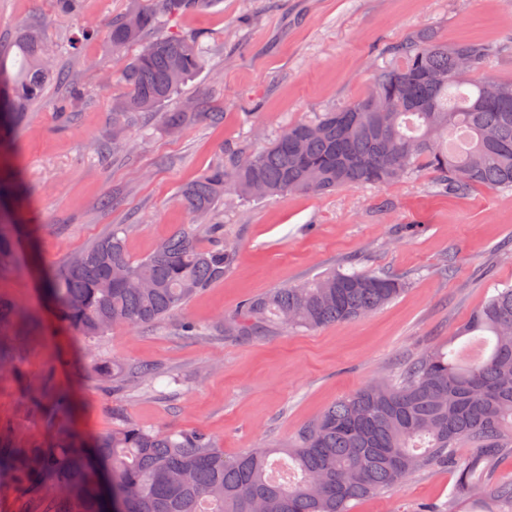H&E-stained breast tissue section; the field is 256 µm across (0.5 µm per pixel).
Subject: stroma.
Instances as JSON below:
<instances>
[{
    "mask_svg": "<svg viewBox=\"0 0 512 512\" xmlns=\"http://www.w3.org/2000/svg\"><path fill=\"white\" fill-rule=\"evenodd\" d=\"M136 3L84 0L80 14L61 16L50 0H0V46L10 45L18 22L39 23L57 50L55 66L84 89L72 102L66 87L50 85L14 147L12 163L28 190L21 221L31 232L12 266L0 269V300L35 312L43 328L16 344L12 370H0V426L9 428L11 446L46 443L61 427L102 435L119 415L156 430H204L228 456L281 445L339 398L447 345L495 286L512 283V190L453 194L424 173L389 185L226 203L224 234L236 260L223 280L159 324L115 329L91 343L75 338L56 320L37 276L19 274L16 265L57 266L117 224L131 227L130 258L148 255L190 223L179 190L225 145L262 150L288 124L352 101L373 69L390 63L388 47L418 30L497 46L485 75L512 80V0H219L206 12L166 19L165 28L205 33L204 64L178 98L223 113V123L199 119L173 131L142 113L122 133L130 152L116 154L112 107L124 88L107 76L139 48L113 52L107 33ZM86 25L97 36L68 51ZM108 196L116 202L106 208ZM334 266L382 269L408 287L368 316L310 331L253 341L177 334L181 320L211 326L246 298ZM96 358L152 364L164 379L114 395L91 368ZM51 385L72 390L65 417L50 418L33 400ZM454 481L451 468L435 466L356 502L353 512H413L445 501Z\"/></svg>",
    "mask_w": 512,
    "mask_h": 512,
    "instance_id": "1",
    "label": "stroma"
}]
</instances>
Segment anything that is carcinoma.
Here are the masks:
<instances>
[{
  "label": "carcinoma",
  "instance_id": "1",
  "mask_svg": "<svg viewBox=\"0 0 512 512\" xmlns=\"http://www.w3.org/2000/svg\"><path fill=\"white\" fill-rule=\"evenodd\" d=\"M50 2L57 14L81 11L82 0ZM215 2L142 0L112 21V50L145 42L120 67L125 98L112 113L114 127L173 100L201 69L205 35L167 32L148 42L145 36L164 16L204 12ZM8 51L20 67L11 71L0 50V267L14 254L24 198L18 179L4 177L3 155L47 83L66 86L72 100L83 94L49 65L39 26L22 27ZM388 52L392 62L373 71L364 94L289 125L259 152L224 150L183 185L182 205L206 223L177 229L134 261L127 255V225L118 224L44 271L43 292L60 321L91 340L114 327L151 326L182 310L234 265L235 248L224 239V224L213 219L226 201L386 185L421 172L452 193L475 186L512 189V81L480 77L493 49L478 41L450 44L422 31ZM198 116L224 121L222 112L191 107L160 113L171 128ZM405 288L404 279L384 270L333 269L248 298L209 328L186 322L178 334L250 340L311 330L365 317ZM15 319L37 322L0 301V325ZM475 332L483 335L478 357L430 350L403 367L398 379L374 381L338 400L286 445L227 457L204 431L163 432L121 419L91 444L66 430L31 448L0 438V470L12 475L22 497L43 506L41 512H352L355 502L395 489L415 472L449 464L456 480L448 500L416 512H512V482L494 480L512 458V286L493 289L472 312L461 335ZM94 372L114 393L132 380L154 384L161 375L152 365L120 368L107 360ZM35 399L47 401L58 416L71 405L64 389ZM462 442L474 453L457 460L452 449ZM273 455L301 478L275 480Z\"/></svg>",
  "mask_w": 512,
  "mask_h": 512
}]
</instances>
